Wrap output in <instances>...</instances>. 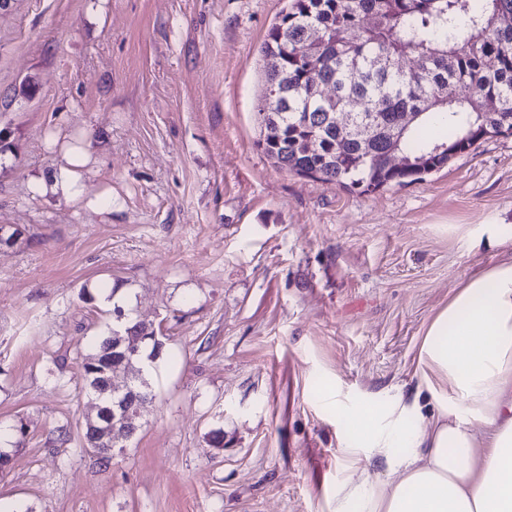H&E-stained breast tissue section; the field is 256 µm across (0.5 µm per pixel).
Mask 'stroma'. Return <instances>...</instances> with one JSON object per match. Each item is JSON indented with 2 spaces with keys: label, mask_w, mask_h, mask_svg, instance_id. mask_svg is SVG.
Returning <instances> with one entry per match:
<instances>
[{
  "label": "stroma",
  "mask_w": 512,
  "mask_h": 512,
  "mask_svg": "<svg viewBox=\"0 0 512 512\" xmlns=\"http://www.w3.org/2000/svg\"><path fill=\"white\" fill-rule=\"evenodd\" d=\"M286 6L0 12V512H334L345 412L412 400L432 318L512 260V135L368 192L274 166L260 49ZM76 138L80 196L33 192ZM116 281L164 348L104 461L84 359Z\"/></svg>",
  "instance_id": "obj_1"
}]
</instances>
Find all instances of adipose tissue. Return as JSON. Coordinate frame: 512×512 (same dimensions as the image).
Returning a JSON list of instances; mask_svg holds the SVG:
<instances>
[{
  "label": "adipose tissue",
  "mask_w": 512,
  "mask_h": 512,
  "mask_svg": "<svg viewBox=\"0 0 512 512\" xmlns=\"http://www.w3.org/2000/svg\"><path fill=\"white\" fill-rule=\"evenodd\" d=\"M423 401L365 407L334 512H512V262L480 270L433 317ZM383 457L375 483L364 462Z\"/></svg>",
  "instance_id": "obj_1"
}]
</instances>
